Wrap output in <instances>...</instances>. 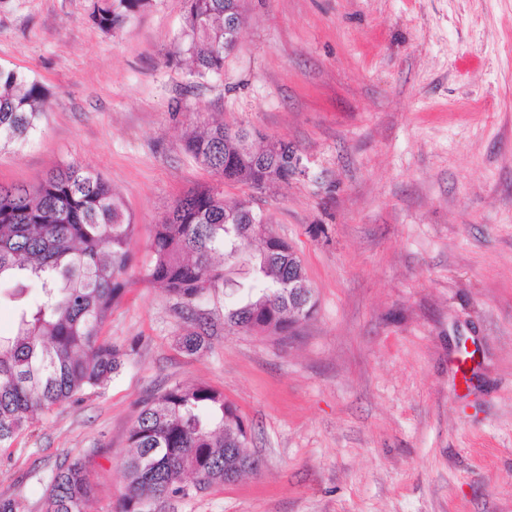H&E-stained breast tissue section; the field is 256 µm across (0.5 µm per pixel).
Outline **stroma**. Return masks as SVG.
<instances>
[{
    "mask_svg": "<svg viewBox=\"0 0 512 512\" xmlns=\"http://www.w3.org/2000/svg\"><path fill=\"white\" fill-rule=\"evenodd\" d=\"M95 2L0 0V66L48 96L39 132L0 149V183L78 162L110 184L136 230L101 337L132 354L0 447V496L43 512L57 466L83 457L87 512H113L139 403L204 383L261 468L161 512H512V0H241L238 44L205 78L185 0L108 33ZM214 121L290 143L301 174L222 183L184 149ZM201 184L252 198L300 257L316 310L288 338L225 327L218 288L210 347L180 350L191 316L142 273L154 225Z\"/></svg>",
    "mask_w": 512,
    "mask_h": 512,
    "instance_id": "1",
    "label": "stroma"
}]
</instances>
